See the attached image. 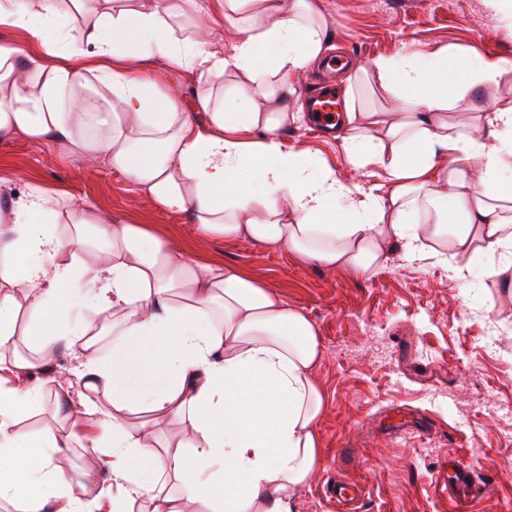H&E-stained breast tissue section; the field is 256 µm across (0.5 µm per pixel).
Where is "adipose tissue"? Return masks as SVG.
Wrapping results in <instances>:
<instances>
[{"label": "adipose tissue", "instance_id": "adipose-tissue-1", "mask_svg": "<svg viewBox=\"0 0 512 512\" xmlns=\"http://www.w3.org/2000/svg\"><path fill=\"white\" fill-rule=\"evenodd\" d=\"M71 2L90 19L76 53L53 0H0V25L36 47L0 46L1 141L116 168L161 209L190 212L201 239L284 247L328 270L371 274L398 243L457 276L463 259L512 251V106L470 130L448 121L503 62L463 50L372 62L405 116L347 112L350 163L384 172L351 186L279 135L299 118L292 79L327 48L314 0H186L198 25L237 28L221 52L175 37L161 0ZM143 56L199 74L200 112L134 68ZM322 353L273 287L91 201L0 189V502L16 512H292L322 453ZM49 400L55 425L24 428ZM166 423L178 438L154 436ZM78 437L100 454L75 478L58 459Z\"/></svg>", "mask_w": 512, "mask_h": 512}]
</instances>
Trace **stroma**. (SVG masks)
Returning <instances> with one entry per match:
<instances>
[{
	"label": "stroma",
	"mask_w": 512,
	"mask_h": 512,
	"mask_svg": "<svg viewBox=\"0 0 512 512\" xmlns=\"http://www.w3.org/2000/svg\"><path fill=\"white\" fill-rule=\"evenodd\" d=\"M333 49L361 55L363 67L337 76L355 109L393 107L368 63L436 51L512 60V22L486 0H317ZM512 105V67L497 86L471 92L451 119L475 126L486 100ZM289 145L310 151L338 179L381 181L376 166L355 169L339 138L307 122L283 130ZM38 183L182 248L189 258L219 262L275 288L316 325L323 346L316 381L327 405L319 423L323 452L293 512H337L328 484L365 488L345 512H512V296L498 264L474 262L456 278L434 260L394 248L370 275L329 272L285 248L218 238L199 246L187 213L169 212L137 193L116 169L92 165L24 136L0 143V185ZM408 421L410 433L394 430ZM471 468L487 497L458 508L448 497V467Z\"/></svg>",
	"instance_id": "obj_1"
}]
</instances>
